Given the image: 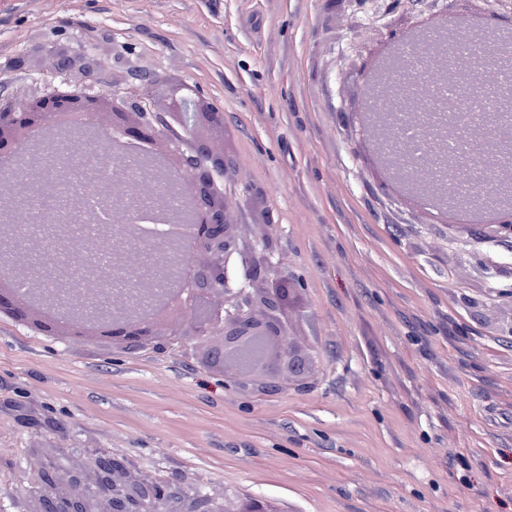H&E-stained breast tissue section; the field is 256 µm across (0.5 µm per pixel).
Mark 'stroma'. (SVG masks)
<instances>
[{"label": "stroma", "instance_id": "stroma-1", "mask_svg": "<svg viewBox=\"0 0 512 512\" xmlns=\"http://www.w3.org/2000/svg\"><path fill=\"white\" fill-rule=\"evenodd\" d=\"M408 4L345 0H0V94L61 86L37 50L113 48L224 111L239 219L273 212L306 285L304 380L227 382L190 341L158 350L39 335L0 318V512L36 449L124 456L277 512H512V247L458 237L377 179L352 115L370 23ZM29 71L11 70L18 55ZM496 251L497 263L486 260ZM55 411L27 427L13 403Z\"/></svg>", "mask_w": 512, "mask_h": 512}]
</instances>
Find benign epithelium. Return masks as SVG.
Wrapping results in <instances>:
<instances>
[{"instance_id": "7a95c632", "label": "benign epithelium", "mask_w": 512, "mask_h": 512, "mask_svg": "<svg viewBox=\"0 0 512 512\" xmlns=\"http://www.w3.org/2000/svg\"><path fill=\"white\" fill-rule=\"evenodd\" d=\"M413 21L403 31L388 25L385 37L369 52L362 77L369 91L378 63L389 57L395 66L407 59L391 50L415 34L433 37L428 57L442 71L427 70L413 79L416 108L410 112L364 113L361 133L373 145L378 173L397 184L405 175L411 188L402 194L412 207L435 199L440 212L462 207L481 210L484 221L458 222L459 232H476L512 244V153L499 154L496 144L512 141V88L490 81L489 64H512V42H489L491 62L461 57L448 36V22L476 32L485 40L512 31V14H493L495 24L472 23L437 13L431 0H407ZM51 73L74 77L67 87L34 91L27 98L0 94V237L12 246L0 251V313L39 329L43 335L98 336L114 345L138 348L178 342L188 336L203 352L209 369L226 379L241 380L255 367L277 381L304 378L313 368L311 351L290 341L303 291L300 280L282 271L270 235L253 237L252 225L238 222L224 176L237 161L224 150V111L197 88L167 72L142 75L129 87L119 73L103 67L94 51L44 48ZM463 60L460 95L476 100L492 94L499 101L494 123L471 122L464 113L427 110L435 104L426 88L447 82L448 69ZM108 76L98 92L85 79ZM403 121L418 125L430 149L409 167L394 142ZM467 137L470 155L487 157L484 182L499 188L493 196L463 193L474 182L473 168L453 152L448 141ZM69 142L77 154L105 147L100 161L112 170V223L99 224L95 213L73 193L76 174L71 162L51 163L47 144ZM49 184L66 224L20 223L30 193ZM181 184L189 209L169 213L171 228L155 244V262L146 267L144 234L136 203L165 206L164 188ZM69 250L85 256L77 271H65L53 284L32 269V254L48 251L61 257ZM19 417L36 428L59 424L26 413ZM30 491L19 512H276L258 499L228 503L205 493H191L175 479L161 484L134 473L125 458L85 452L75 455L58 445L35 457Z\"/></svg>"}]
</instances>
